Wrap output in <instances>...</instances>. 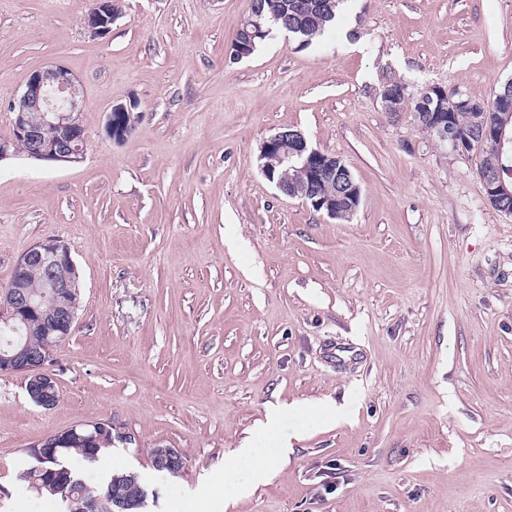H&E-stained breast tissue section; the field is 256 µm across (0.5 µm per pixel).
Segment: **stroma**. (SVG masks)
<instances>
[{"label": "stroma", "instance_id": "obj_1", "mask_svg": "<svg viewBox=\"0 0 512 512\" xmlns=\"http://www.w3.org/2000/svg\"><path fill=\"white\" fill-rule=\"evenodd\" d=\"M250 0H122L102 38L93 0H0V141L28 74L80 80L87 149L56 167L0 161V290L34 244L66 243L83 295L54 352L60 400L37 407L0 373V512H56L20 473L27 450L112 420L113 469L174 512L218 483L225 512H512V216L487 201L482 149L457 152L379 87L489 99L512 78V0H346L307 48L274 32L227 51ZM134 103L116 142L105 115ZM301 130L361 187L350 221L281 194L264 137ZM333 402L336 422L288 416L286 464L253 485L224 459L269 405ZM154 448L180 449L175 476Z\"/></svg>", "mask_w": 512, "mask_h": 512}]
</instances>
